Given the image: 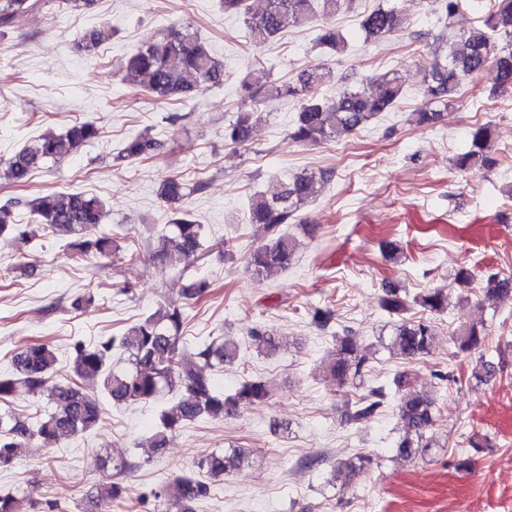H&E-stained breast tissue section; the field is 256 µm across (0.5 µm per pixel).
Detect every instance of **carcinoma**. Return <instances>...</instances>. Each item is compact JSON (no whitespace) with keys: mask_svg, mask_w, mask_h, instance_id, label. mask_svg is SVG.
Returning a JSON list of instances; mask_svg holds the SVG:
<instances>
[{"mask_svg":"<svg viewBox=\"0 0 512 512\" xmlns=\"http://www.w3.org/2000/svg\"><path fill=\"white\" fill-rule=\"evenodd\" d=\"M224 12L244 17L251 43L260 47L274 40L292 23L306 26L317 16L339 10H350L353 0H265L255 12L248 0H221ZM39 8V0H0V36L16 28L30 13ZM402 23L397 11L378 6L362 15L360 27L367 40H377L396 32ZM318 42L334 52L345 47L343 36L322 24ZM122 79L141 89L154 101H189L203 84L224 83V64L219 61L194 32L186 27H172L161 38H148L136 50L118 62ZM481 76L494 92L512 90V0H489L483 26L462 34L448 46L445 56H437L423 69L425 99L416 110L418 123L431 125L448 107L463 80ZM334 78L324 64L302 70L292 81L281 85L260 82L255 74L245 76L242 87L247 92L249 109L237 113L235 121L224 128V141L244 147L250 131L266 111L270 100L288 97L300 102L293 125L288 129L289 142L315 146L335 137L360 129L377 114L392 108L404 96L405 80L395 72L373 79L375 91L368 93L346 88L334 99L322 96V88ZM100 134L93 121L73 123L62 133L45 132L31 140L8 159H0V179L14 186L29 184L34 171L46 164L59 162ZM492 126L483 124L469 133L468 149L454 161L460 170L489 168L496 164ZM167 152V142L151 135H138L125 142L118 158L128 161L157 158ZM325 171H304L279 183L276 192L254 193L248 202V221L261 228L270 240L249 254L247 264L252 274L267 278L285 270L295 256V243L280 227L295 220L298 213L313 201L329 181ZM205 184L193 186L178 177L158 184V199L170 210L168 229L150 245V259L160 264H184L205 257L203 226L186 208V199ZM24 205L30 215L26 223L13 219V209ZM109 212L104 200L95 195L70 191L40 192L23 201H8L0 206V236L7 235L18 249L42 246L44 233L51 232L64 246L83 257L104 259L114 265L133 261L136 253L119 244L120 233L99 231ZM211 282L204 276L191 279L182 288L181 302L164 303L125 331L101 338L92 346L77 341L73 344V379L60 383L55 378L57 356L53 347L35 340L13 357L14 372L0 376V403L9 404L19 388L37 397L47 394L52 409L34 417L20 415L11 409L0 411V469L11 467L20 450L39 439L56 442L92 430L103 414L102 400L83 391L82 384L100 388L115 404L151 403L164 393L175 394L174 402L162 409L152 434L145 443L147 456L153 457L168 447L174 435L201 416L223 420L234 416L242 405L265 402L272 394L271 385L262 379L243 382L236 391L224 395L219 391L213 369L232 361L236 347L215 339L188 354L182 343L184 309L205 298ZM484 290L487 297L501 299L512 294V275L492 272L487 275ZM380 310L393 321V333L387 349L397 355L414 358L429 352L434 336L430 318L413 317L418 306L431 315L448 309V294L443 288H431L411 296L395 286L383 289ZM251 336L265 350L274 351L278 338L255 327ZM485 328L466 325L455 333L462 350H470L483 341ZM369 357L361 353L349 335L336 337L325 372L339 386H347L368 371ZM399 398L400 418L404 434L397 448L411 457L433 447L425 440V432L434 425L435 399L412 387L409 377L399 375L390 384L371 387L354 402L350 417L362 420L373 416L384 404ZM249 459L242 448L212 453L197 462L198 470L210 479H218ZM371 459L356 455L341 463L347 476L353 477L366 468ZM98 468L108 481L95 488L98 505L122 503L127 487L120 476L133 464L108 455L97 458ZM211 484L193 474L177 477L154 493L163 502L173 501L182 512H191L190 504L210 496ZM30 508L36 502L27 495L0 494V512H22L24 503Z\"/></svg>","mask_w":512,"mask_h":512,"instance_id":"1","label":"carcinoma"}]
</instances>
